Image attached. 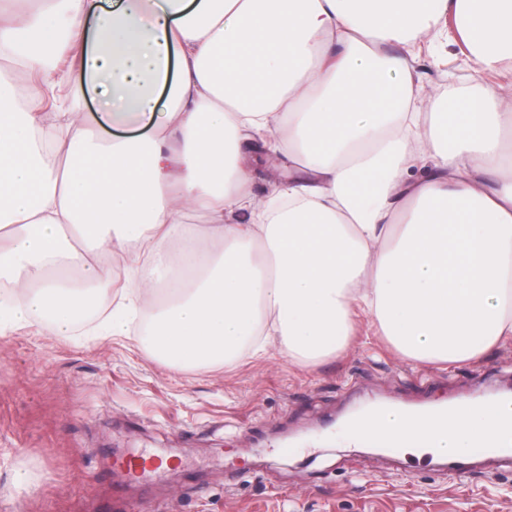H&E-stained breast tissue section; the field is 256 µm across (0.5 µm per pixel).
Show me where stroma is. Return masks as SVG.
Instances as JSON below:
<instances>
[{"instance_id": "stroma-1", "label": "stroma", "mask_w": 512, "mask_h": 512, "mask_svg": "<svg viewBox=\"0 0 512 512\" xmlns=\"http://www.w3.org/2000/svg\"><path fill=\"white\" fill-rule=\"evenodd\" d=\"M412 66L435 95L474 84L456 33L440 53L414 50ZM92 330L0 332V512H512L511 464L476 462L460 481L430 453L392 460L337 424L380 399L439 405L511 388L512 340L467 362H414L360 314L321 362L273 351L177 372L139 336ZM144 452L167 456L166 471L116 468Z\"/></svg>"}]
</instances>
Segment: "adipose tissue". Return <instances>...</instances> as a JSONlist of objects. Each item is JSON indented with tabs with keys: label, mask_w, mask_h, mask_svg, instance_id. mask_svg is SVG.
Wrapping results in <instances>:
<instances>
[{
	"label": "adipose tissue",
	"mask_w": 512,
	"mask_h": 512,
	"mask_svg": "<svg viewBox=\"0 0 512 512\" xmlns=\"http://www.w3.org/2000/svg\"><path fill=\"white\" fill-rule=\"evenodd\" d=\"M37 2L17 24L0 4V330L67 336L103 298L101 335L148 317L147 349L177 370L328 357L359 310L413 361L512 337V86L431 98L390 51L437 47L450 16L475 74L511 65L512 0ZM67 49L76 70L57 67ZM261 134L288 180L257 204ZM190 209L208 217L191 232ZM366 426L461 459L512 447V404L390 406Z\"/></svg>",
	"instance_id": "adipose-tissue-1"
}]
</instances>
